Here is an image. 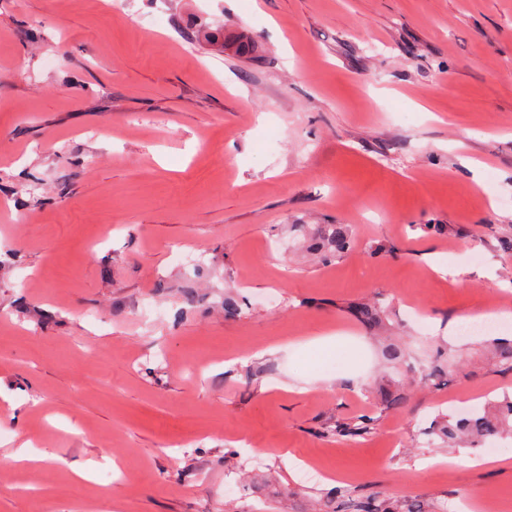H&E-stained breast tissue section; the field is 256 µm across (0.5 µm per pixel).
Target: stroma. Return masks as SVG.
Returning <instances> with one entry per match:
<instances>
[{
    "mask_svg": "<svg viewBox=\"0 0 512 512\" xmlns=\"http://www.w3.org/2000/svg\"><path fill=\"white\" fill-rule=\"evenodd\" d=\"M511 238L512 0H0V456L43 458L0 512L512 500V434L432 431L512 394L448 336L512 311Z\"/></svg>",
    "mask_w": 512,
    "mask_h": 512,
    "instance_id": "obj_1",
    "label": "stroma"
}]
</instances>
